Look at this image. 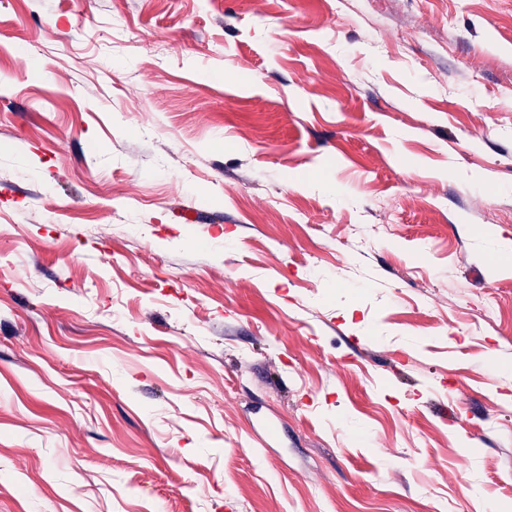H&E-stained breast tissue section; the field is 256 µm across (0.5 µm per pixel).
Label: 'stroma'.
I'll use <instances>...</instances> for the list:
<instances>
[{"mask_svg": "<svg viewBox=\"0 0 512 512\" xmlns=\"http://www.w3.org/2000/svg\"><path fill=\"white\" fill-rule=\"evenodd\" d=\"M509 502L512 0H0V512ZM250 439L253 447L270 448L278 439V428L273 418L261 417L256 424L250 425Z\"/></svg>", "mask_w": 512, "mask_h": 512, "instance_id": "35a3bbf8", "label": "stroma"}]
</instances>
